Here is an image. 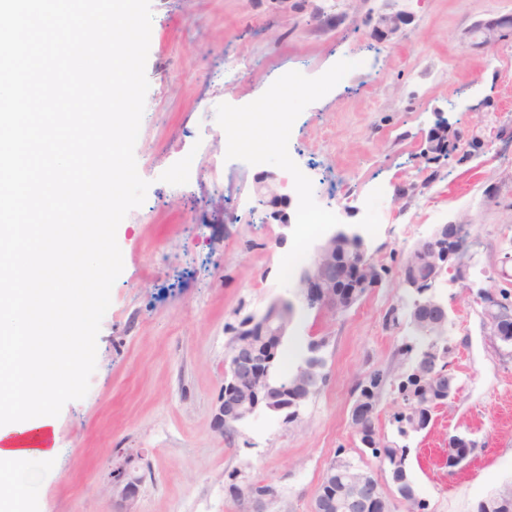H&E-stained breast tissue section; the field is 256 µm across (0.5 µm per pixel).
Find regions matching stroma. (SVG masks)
<instances>
[{"instance_id":"obj_1","label":"stroma","mask_w":512,"mask_h":512,"mask_svg":"<svg viewBox=\"0 0 512 512\" xmlns=\"http://www.w3.org/2000/svg\"><path fill=\"white\" fill-rule=\"evenodd\" d=\"M151 11L150 87L134 149L150 187L116 231L124 267L89 391L54 418L51 458L11 474L22 512H118L106 482L123 452L141 456L138 512H251L255 484L275 491L265 512H312L338 456L370 469L392 512H406L388 467L356 446L353 387L367 371L396 367L394 347L410 333L384 325L406 295L396 271L437 227L464 224L478 240L477 285L512 280V194L503 189L512 181V72L497 65L512 57V43H484L479 31L512 16V0H151ZM392 15L403 17L400 30L380 37ZM355 55L377 71L349 67L342 83L320 87L324 73ZM285 78L289 140L273 146L276 126L263 114ZM239 116L252 117L253 137L266 146L261 159L225 148ZM441 121L461 143L448 159L425 161ZM494 122L507 135L469 151ZM188 155L195 172L185 178ZM304 174L391 273L343 316L296 308L290 358L309 338L328 336L325 387L298 422L262 414L228 438L214 421L232 329L293 298L283 270L319 242L301 240L292 220L291 185ZM263 183L286 196L289 224L260 205ZM436 291L453 321L449 359L461 390L407 438L408 470L426 512H474L512 485V355L491 344L482 308L462 284L443 277ZM458 433L479 446L451 472L441 457Z\"/></svg>"}]
</instances>
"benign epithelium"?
Listing matches in <instances>:
<instances>
[{"mask_svg":"<svg viewBox=\"0 0 512 512\" xmlns=\"http://www.w3.org/2000/svg\"><path fill=\"white\" fill-rule=\"evenodd\" d=\"M484 41L507 43L512 40V21L502 18L492 24L482 26ZM448 138V124H437L428 136V148L424 156L434 153L438 142ZM357 242L355 257L367 272H372V258L368 254L364 238L355 231L339 229L332 232L316 248L311 261L305 265L292 285L295 294L306 298L309 289L314 288L320 297L322 314L333 318L344 313L343 302L336 297V288L347 282L351 262L341 268L336 261V248L347 243ZM469 249L468 232L464 224H444L433 236L418 241L410 255L420 256L426 268L432 270L430 284L408 275L405 285L411 293L418 295L419 308L423 309V318L410 319V325L416 332L424 330L432 336L440 335L450 322L447 306L434 291V282L444 271L455 268L454 282L469 281L470 265L464 261ZM482 306V314L489 330L490 338L506 344L509 326L512 325V301L502 296L498 289L479 288L475 296ZM293 308L285 300L272 303L260 316L249 315L239 324V330L249 336L288 335L290 317ZM274 348L269 346L260 350L248 340L239 341L234 347L224 371V389L218 397L216 424L219 431L233 427L246 418L261 412H273L283 416V422L296 421L299 417L301 402L311 389L313 368L300 369L294 377V385L266 388L252 382L259 368L273 361ZM424 380L434 387L433 399L419 407L418 422L413 426L417 433L426 429L434 421V413L457 399L460 393L457 376L453 371L437 373L424 366ZM475 441L465 435H454L448 440V449L442 456V464L453 470L462 468L470 461ZM137 456L127 455L108 473L112 495L125 503L126 512H136L139 481L134 474ZM346 482L339 487L331 483H319L313 506V512H336L343 508L348 512H386V508H377L384 503L381 485L371 472L350 465L345 474Z\"/></svg>","mask_w":512,"mask_h":512,"instance_id":"1","label":"benign epithelium"}]
</instances>
